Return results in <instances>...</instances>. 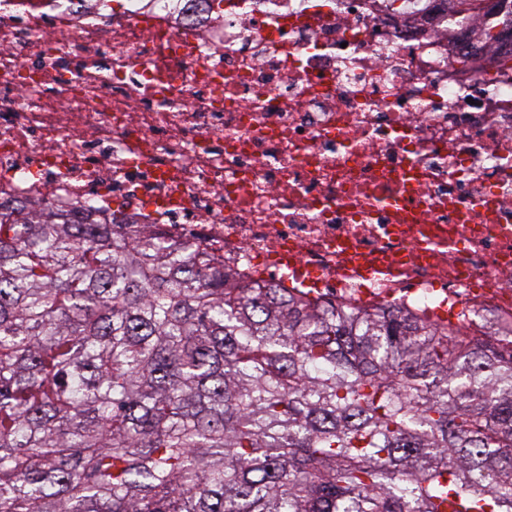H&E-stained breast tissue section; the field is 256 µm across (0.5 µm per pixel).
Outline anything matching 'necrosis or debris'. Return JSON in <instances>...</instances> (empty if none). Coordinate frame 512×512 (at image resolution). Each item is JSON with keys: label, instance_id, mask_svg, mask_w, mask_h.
<instances>
[{"label": "necrosis or debris", "instance_id": "4bbe7bcc", "mask_svg": "<svg viewBox=\"0 0 512 512\" xmlns=\"http://www.w3.org/2000/svg\"><path fill=\"white\" fill-rule=\"evenodd\" d=\"M210 2L0 0V202L152 224L312 301L512 327V69L435 0Z\"/></svg>", "mask_w": 512, "mask_h": 512}]
</instances>
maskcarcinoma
Wrapping results in <instances>:
<instances>
[{"label": "carcinoma", "mask_w": 512, "mask_h": 512, "mask_svg": "<svg viewBox=\"0 0 512 512\" xmlns=\"http://www.w3.org/2000/svg\"><path fill=\"white\" fill-rule=\"evenodd\" d=\"M450 500L512 512V349L242 285L151 224L0 206V512Z\"/></svg>", "instance_id": "carcinoma-1"}]
</instances>
